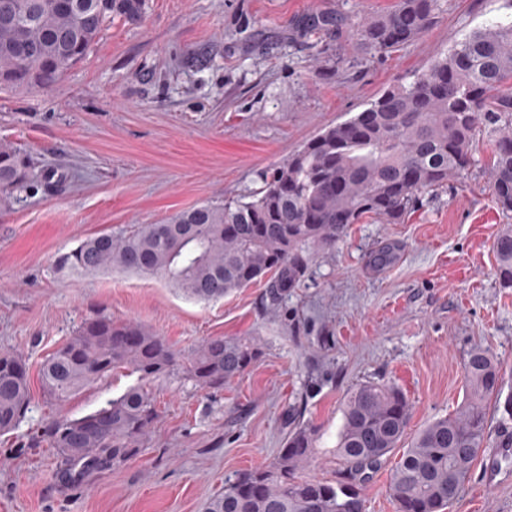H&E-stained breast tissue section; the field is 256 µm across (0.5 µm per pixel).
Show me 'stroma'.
<instances>
[{"label": "stroma", "instance_id": "obj_1", "mask_svg": "<svg viewBox=\"0 0 512 512\" xmlns=\"http://www.w3.org/2000/svg\"><path fill=\"white\" fill-rule=\"evenodd\" d=\"M395 0H146L141 20L114 19L52 88L0 94V141L55 170L58 191L22 193L0 210V352L26 359L31 405L0 434V512H204L226 479L266 464L289 425L318 427L307 477L335 480V433L347 392L365 381L398 387L409 434L455 413L464 360L477 345L512 396V288L493 252L502 212L478 131L475 167L421 194L399 224L367 218L336 248L313 252L299 288L272 305L253 284L223 299H187L157 277L79 273L58 256L101 233L156 224L246 195L261 171L384 91L412 82L473 32L512 22V0H438L430 27L389 53L365 52L357 28ZM336 16L332 35L296 20ZM393 243L382 269L368 257ZM131 321L189 356L209 338L253 339L257 361L220 389L185 366L151 384L158 418L139 455L79 481L55 449L32 447L46 419L85 416L137 385L120 369L67 401L42 390L43 360L86 321ZM390 454L362 490L365 512H395ZM446 512H512V417L491 411L471 479Z\"/></svg>", "mask_w": 512, "mask_h": 512}]
</instances>
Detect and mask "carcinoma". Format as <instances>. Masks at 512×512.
<instances>
[{
    "mask_svg": "<svg viewBox=\"0 0 512 512\" xmlns=\"http://www.w3.org/2000/svg\"><path fill=\"white\" fill-rule=\"evenodd\" d=\"M0 11V92L49 89L83 60L113 18L136 21L144 0H11ZM437 0H396L388 14L360 29L362 46L391 51L431 24ZM495 136L489 166L498 206L512 212V25L474 33L406 86L389 90L350 119L329 126L271 171L247 198L202 204L161 224H135L120 236L103 233L62 254L63 268L122 270L164 278L185 296L216 300L267 280L272 304L299 287L311 252L332 249L349 226L373 216L398 223L419 196L448 184L475 164V131ZM26 159L0 144V209L27 188ZM493 250L497 276L512 286V225H503ZM249 339L219 336L189 359L188 376L221 388L258 358ZM179 353L150 330L101 317L85 323L42 364L44 392L62 402L116 369L140 383L80 418L58 417L34 432L61 455L77 480L140 453L158 417L147 386L178 365ZM465 397L452 415L421 429L390 475L397 512H442L460 494L484 448L489 406L498 399L501 366L489 350L472 348L464 362ZM31 400L26 364L0 353V433L24 419ZM412 415L398 388L365 382L343 402L336 432L340 477L301 478L320 440L298 424L277 458L239 474L205 512H364L361 484L405 439Z\"/></svg>",
    "mask_w": 512,
    "mask_h": 512,
    "instance_id": "cac0c4a2",
    "label": "carcinoma"
}]
</instances>
